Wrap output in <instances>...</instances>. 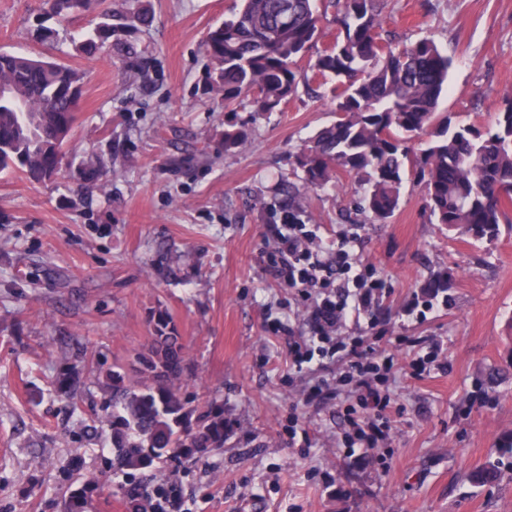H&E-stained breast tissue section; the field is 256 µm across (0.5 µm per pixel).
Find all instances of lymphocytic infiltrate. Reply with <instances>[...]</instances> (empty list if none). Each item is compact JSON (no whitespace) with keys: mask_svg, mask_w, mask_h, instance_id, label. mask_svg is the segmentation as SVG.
Segmentation results:
<instances>
[{"mask_svg":"<svg viewBox=\"0 0 512 512\" xmlns=\"http://www.w3.org/2000/svg\"><path fill=\"white\" fill-rule=\"evenodd\" d=\"M351 239H344L336 250L335 265L324 263L312 246L311 237L297 225L279 234L268 266L288 287L304 289L312 296L309 312L319 351H312L307 339L289 336L288 351L295 368L311 362L315 354L346 359L347 369L340 376L353 386L355 401L343 408L346 424L342 443L349 449L377 448L390 436L387 411L392 404L389 382L394 359L374 353L363 339L339 335L340 325L350 314H358L376 301L382 282L354 273Z\"/></svg>","mask_w":512,"mask_h":512,"instance_id":"obj_1","label":"lymphocytic infiltrate"}]
</instances>
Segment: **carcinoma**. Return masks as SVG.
<instances>
[{
    "mask_svg": "<svg viewBox=\"0 0 512 512\" xmlns=\"http://www.w3.org/2000/svg\"><path fill=\"white\" fill-rule=\"evenodd\" d=\"M91 0H49L55 25H40L41 39L57 38L56 26L87 10ZM317 0H242L232 18L207 32L209 90L224 100V111L248 108L278 112L294 99L299 63L322 35ZM336 10L334 41L309 62L312 78L328 84L336 120L296 155L302 187L321 189L340 172L358 185L352 204L359 215L385 223L397 209L406 180L424 185L430 219L455 231L467 228L478 240H492L512 207V90H506L494 123L484 129L452 122L437 112L446 90L450 59L422 38L393 47L380 33L377 0H329ZM143 9L129 5L115 17L105 14L74 43L95 57L112 48L122 30L148 25ZM82 95L79 71L49 59L0 52V173L21 171L42 181L58 175L57 154L77 120ZM422 135L427 148L407 143ZM245 126L224 130V151L243 147ZM281 208L294 224L304 223L299 190L286 189ZM139 377L111 374L112 468L132 473L157 459L189 460L224 448V409L193 416L181 395L185 355L169 318H153L148 350L138 357ZM497 468L474 469L478 485L496 481ZM96 477L71 496L75 512L88 508Z\"/></svg>",
    "mask_w": 512,
    "mask_h": 512,
    "instance_id": "cac0c4a2",
    "label": "carcinoma"
}]
</instances>
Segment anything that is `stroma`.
I'll use <instances>...</instances> for the list:
<instances>
[{
	"label": "stroma",
	"instance_id": "obj_1",
	"mask_svg": "<svg viewBox=\"0 0 512 512\" xmlns=\"http://www.w3.org/2000/svg\"><path fill=\"white\" fill-rule=\"evenodd\" d=\"M99 0L41 43L46 0H0V51L51 57L85 71L77 123L59 178L0 173V512H67L69 489L96 475L88 512H133V489L175 484L182 512H512V228L479 242L430 223L421 187L407 186L385 224H349L352 181L309 192L308 224L354 251L385 280L345 336H374L395 355L391 442L348 452L337 400L306 398L346 364L315 356L296 369L289 324L310 332L308 303L268 270L282 228L283 181L296 155L335 119L323 88L300 86L282 111H225L207 94L202 42L237 0H141L149 26L89 60L70 40ZM397 42L433 39L451 58L440 111L489 125L512 85V0H380ZM248 124L245 147L224 128ZM447 272L446 287L428 282ZM165 313L186 351L190 409L224 410V449L181 465L157 461L161 481L110 469L104 421L114 365L136 376ZM441 344L442 367L413 377L397 339ZM79 369L77 401L59 390ZM501 381L489 387L490 372ZM300 434L290 440L288 421ZM499 461L501 478L466 475Z\"/></svg>",
	"mask_w": 512,
	"mask_h": 512
}]
</instances>
